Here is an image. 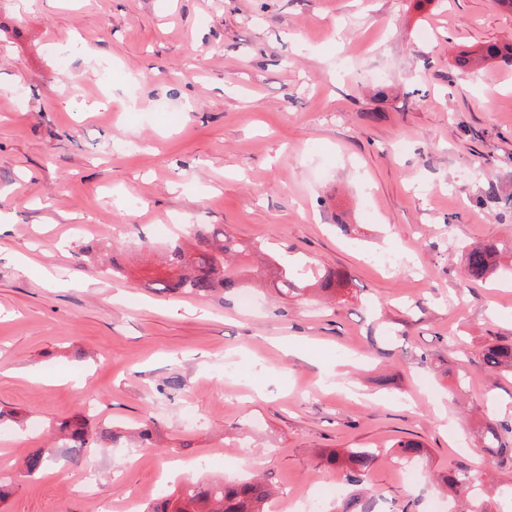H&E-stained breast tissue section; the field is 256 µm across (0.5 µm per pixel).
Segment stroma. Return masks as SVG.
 Wrapping results in <instances>:
<instances>
[{"mask_svg":"<svg viewBox=\"0 0 512 512\" xmlns=\"http://www.w3.org/2000/svg\"><path fill=\"white\" fill-rule=\"evenodd\" d=\"M512 43L497 0H0V435L5 512H125L174 484H335L375 512H454L436 473L486 464L512 512V257L469 281L463 248L512 246ZM185 224L267 246L259 266L346 272L334 301L270 288L158 294L124 248ZM112 242L124 277L76 249ZM178 386H171V378ZM94 399L93 430L154 419L158 446L92 448L24 476L47 429ZM196 419L186 423L183 407ZM423 456L407 481L394 450ZM374 451L358 486L318 453ZM496 60L512 63V44L488 43L479 46L477 49L465 52L458 62L461 67H464L473 62L480 63ZM481 368L488 372L512 373V344L492 343L482 352ZM512 444V423L505 421H489L484 429V448L491 455L504 457L512 454V448L506 444Z\"/></svg>","mask_w":512,"mask_h":512,"instance_id":"35a3bbf8","label":"stroma"}]
</instances>
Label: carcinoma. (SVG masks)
Here are the masks:
<instances>
[{
  "label": "carcinoma",
  "mask_w": 512,
  "mask_h": 512,
  "mask_svg": "<svg viewBox=\"0 0 512 512\" xmlns=\"http://www.w3.org/2000/svg\"><path fill=\"white\" fill-rule=\"evenodd\" d=\"M512 63V44L488 43L464 53L459 65L488 61ZM262 250L257 243L242 244L233 235L213 224H197L184 240L180 237L169 242L162 249L165 262L163 275L150 277L144 286L157 292H182L196 296H208L218 290L233 294L244 287L245 281H260L265 271L249 262L253 252ZM502 248L494 241L469 249L465 253V273L473 281L488 280L496 272ZM348 277L335 270L314 271L310 268L290 269L278 267L275 270L274 286L283 297L303 296L309 290L334 295L345 286ZM481 368L488 372L512 373V344L492 343L482 352ZM55 430L62 437L60 448H36L22 463L23 473L32 477L42 472L60 453L69 461L82 459L86 450L96 442L117 445L134 441L147 443L153 438L150 425L138 431L106 427L99 431L90 428L87 416L78 411L57 422ZM512 423L490 421L484 429L485 450L497 456L512 454ZM398 458L409 463L420 457L421 446L411 440L395 444ZM375 453L369 450L349 449L340 455L331 452L325 461L331 466L338 463L345 466V480L351 485L363 482L371 468ZM448 487L460 494H467L474 500L470 512H488L480 502L484 486V471L479 466H461L451 469L442 477ZM271 496L269 485L261 478L238 484L222 481L190 482L164 495L160 502L148 507L145 512H265V505Z\"/></svg>",
  "instance_id": "carcinoma-1"
}]
</instances>
